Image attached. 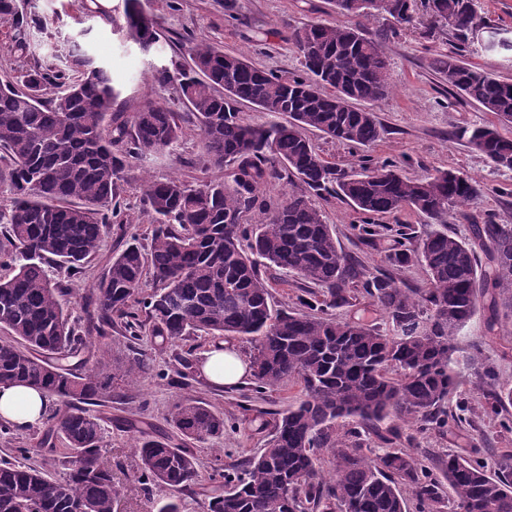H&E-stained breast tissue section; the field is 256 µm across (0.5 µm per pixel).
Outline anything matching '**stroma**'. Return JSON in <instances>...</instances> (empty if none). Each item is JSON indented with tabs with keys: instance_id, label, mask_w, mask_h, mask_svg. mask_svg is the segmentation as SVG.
Instances as JSON below:
<instances>
[{
	"instance_id": "obj_1",
	"label": "stroma",
	"mask_w": 512,
	"mask_h": 512,
	"mask_svg": "<svg viewBox=\"0 0 512 512\" xmlns=\"http://www.w3.org/2000/svg\"><path fill=\"white\" fill-rule=\"evenodd\" d=\"M142 3L158 23L159 40L150 54L142 52L121 31L123 0H19L24 27L0 26V81L19 76L37 64L66 69L73 47L78 44L107 64L120 92L117 111L129 114L154 101L185 115L184 136L172 150L158 157L131 160L119 184L120 214L83 274L71 279L63 268L47 263L49 276L65 281L70 290V311L81 319L86 316L85 301L112 257L130 240L144 246L150 243L154 223L141 202L144 178L177 177L194 184L201 180L219 181L225 176L224 170L207 164L198 126L192 116L185 114L176 83H158L153 76L154 66L172 60L188 62L190 47L203 41L228 53L243 54L255 66L281 77H300L304 70L291 40L293 33L313 21L333 17L328 0ZM368 30L387 36L384 50L393 91L372 106L384 128L382 138L368 148L342 143L316 131L309 132V139L326 160L340 167L358 164L368 157L395 161L412 178L456 169L480 181L484 191L449 216V234L469 236L474 220L505 219L512 223V170L494 169L460 136L462 130L496 124V116L475 104L449 99L447 83L431 65L437 54L449 50L446 28L431 25L421 9L410 24L398 23L386 14L378 15L369 22ZM21 39L26 41V49H18ZM315 204L326 223L333 226L341 249L358 260L361 270L368 274L386 270L390 239L364 246L352 231L353 224L359 221L353 207L337 198H319ZM488 315V310L478 309L467 334L481 342L483 356L500 381L512 383V317L499 319L490 334L485 328ZM107 342L112 355L136 354L149 367L148 374L137 383L114 381L112 403L103 411L102 454L112 463L115 482L125 488L122 512H156L160 501L169 498L177 500L183 512H208L213 475L224 464L259 454L276 412L302 397L294 380L262 394L252 392L246 381L234 387H217L199 373L186 385H177L178 356L191 348L201 356L214 345V338L203 334L177 342L150 336L134 340L115 327L109 329ZM187 395L223 414L224 438L216 444H194L200 475L197 485L183 490L143 488L135 479L139 459L131 446L134 433L127 424L136 422L153 436H174L171 417L178 402ZM21 448L27 449L29 462L47 475L64 477V449L53 453L42 449L38 427L15 429L10 435L0 436V460H16ZM413 448L426 457L464 453L484 458L491 465L500 454L512 452V433L502 432L497 422L473 415L468 424L459 428L416 433Z\"/></svg>"
}]
</instances>
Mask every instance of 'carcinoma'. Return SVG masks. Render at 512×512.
<instances>
[{
  "mask_svg": "<svg viewBox=\"0 0 512 512\" xmlns=\"http://www.w3.org/2000/svg\"><path fill=\"white\" fill-rule=\"evenodd\" d=\"M336 15L357 24L318 21L294 36L308 78L284 80L243 56L197 43L192 65L162 64L155 79L179 75L180 99L193 111L211 166H232L227 178L195 186L178 178L146 180L143 202L155 219L149 252L132 243L112 262L91 292L90 322L100 342L70 322L61 289L46 276L43 261L60 262L68 277L83 273L118 216L117 184L127 158L159 154L183 134L179 115L153 102L126 116L113 111L117 94L104 62L75 49L66 82L60 70L34 66L17 81L0 83V186L10 204L0 209V384L18 383L42 392L53 407L43 419L41 444L56 450L67 442V473L53 479L26 463L0 461V512H115L122 488L103 460L102 416L89 406L110 393L112 381H134L148 366L136 357L112 358L101 339L115 321L130 338L180 340L203 332L247 344L257 393L288 379L304 398L278 414L262 452L245 464L224 467L229 490L212 497L210 512H445L443 487L454 493L455 512H512V455L484 461L460 454L426 463L397 446L401 434L379 424L396 418L416 427L445 430L462 422L445 405L468 370L486 387L482 416L495 420L512 406V384L498 381L484 362L481 343L464 331L484 299L494 331L499 308L512 311V224L487 220L471 235L448 234V214L482 191L479 181L456 170L409 179L389 162L362 161L338 168L305 135L317 130L334 139L371 146L383 127L358 102L391 92L381 42L365 33L378 14L410 23L417 0H331ZM432 25L447 28L455 45L433 59L448 94L477 104L512 124V83L464 60L472 31L487 25L475 0H425ZM16 0H0V25L20 26ZM156 21L145 19L140 0H125L127 38L150 53L158 42ZM61 87L44 97L48 85ZM249 103L267 120L240 115ZM468 144L495 167L512 170V138L495 126L470 131ZM303 186L274 203L264 191L281 169ZM339 197L364 216L352 227L369 245L393 234L386 262L400 270L423 263L428 287L406 290L386 274L365 275L336 244L332 225L308 194ZM409 208L430 224L418 236L377 219ZM250 213L257 224L245 223ZM485 261H480L478 253ZM294 274L309 284L298 309L275 308L265 269ZM151 292L142 293L147 275ZM362 281L353 291L350 284ZM387 315L392 333L361 321H342L331 310L349 306L356 294ZM96 365H67L91 347ZM178 437L136 439L138 481L171 489L199 481L191 441L224 434V416L190 396L175 407ZM389 446L375 454L371 437ZM331 449L335 473L317 467Z\"/></svg>",
  "mask_w": 512,
  "mask_h": 512,
  "instance_id": "carcinoma-1",
  "label": "carcinoma"
}]
</instances>
